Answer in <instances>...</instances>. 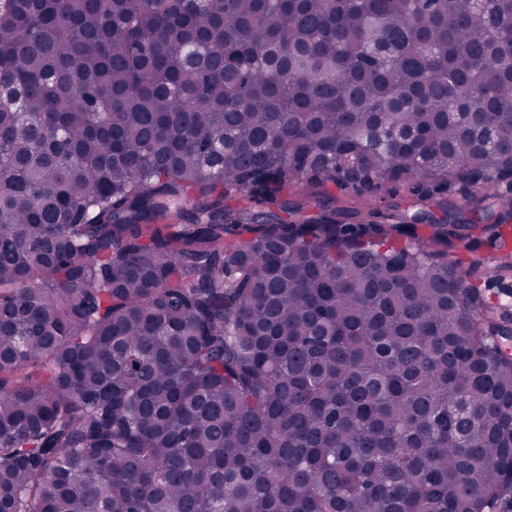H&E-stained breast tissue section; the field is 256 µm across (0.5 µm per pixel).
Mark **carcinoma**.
Returning <instances> with one entry per match:
<instances>
[{
  "label": "carcinoma",
  "mask_w": 512,
  "mask_h": 512,
  "mask_svg": "<svg viewBox=\"0 0 512 512\" xmlns=\"http://www.w3.org/2000/svg\"><path fill=\"white\" fill-rule=\"evenodd\" d=\"M0 80L4 512L512 504V0H0ZM393 190L381 191L363 198H354L349 196L344 198L343 202L336 204V207L343 206L346 209H359L362 212L375 211L380 214L388 211V206L395 201L405 198L408 193L404 189H397L396 194ZM484 271H486V268L485 266L483 267H479V271L474 274L475 276L476 275H480L479 279L477 280L478 284H481V288L482 289H486L485 290V295L488 297V302L491 303L494 307H495V311H496V315L497 317L499 318L503 313H506V312H509L508 315L504 316V319L506 320H509L511 319L512 320V295L511 297L510 296H507L505 294H502L503 292H501V288H499V285L498 283L496 282H491L489 284V287H488V281L486 279V277H484ZM486 282V287H485V283ZM489 288V289H488ZM507 300H510V305L506 306L505 303L507 302ZM511 312V314H510ZM504 325V324H503ZM506 326L508 329H509V333L507 335H504V336H509L507 337V340H510L508 343L510 345L511 343V347H512V326H511V321L509 320V324L508 325H504Z\"/></svg>",
  "instance_id": "cac0c4a2"
}]
</instances>
